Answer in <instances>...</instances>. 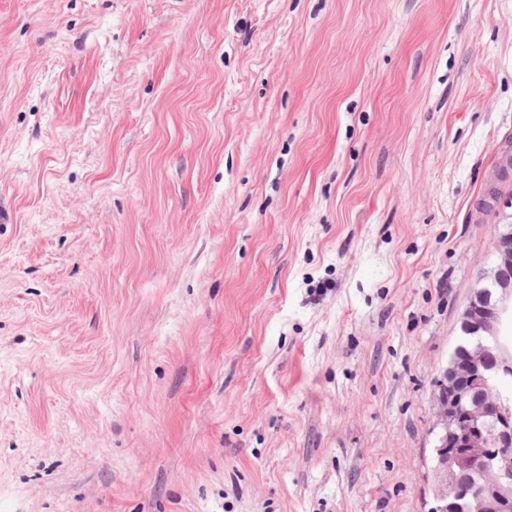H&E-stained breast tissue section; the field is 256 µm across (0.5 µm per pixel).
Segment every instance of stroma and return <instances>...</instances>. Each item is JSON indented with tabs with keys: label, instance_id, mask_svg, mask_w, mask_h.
Returning <instances> with one entry per match:
<instances>
[{
	"label": "stroma",
	"instance_id": "35a3bbf8",
	"mask_svg": "<svg viewBox=\"0 0 512 512\" xmlns=\"http://www.w3.org/2000/svg\"><path fill=\"white\" fill-rule=\"evenodd\" d=\"M511 151L512 0H0V512H429Z\"/></svg>",
	"mask_w": 512,
	"mask_h": 512
}]
</instances>
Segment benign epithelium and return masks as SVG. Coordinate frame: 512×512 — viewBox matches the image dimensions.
<instances>
[{"mask_svg": "<svg viewBox=\"0 0 512 512\" xmlns=\"http://www.w3.org/2000/svg\"><path fill=\"white\" fill-rule=\"evenodd\" d=\"M495 264L468 297L462 317L469 329L485 337L469 358L445 368L441 381L448 392L437 397V422L443 465L435 472L437 496L446 499L456 487L458 473L490 471L501 450L512 446V410L502 407L492 427L484 423L485 407L502 398L497 381L512 374V353L499 342L504 322L512 314V225L498 231ZM512 471L497 474L471 512H512V492L503 484Z\"/></svg>", "mask_w": 512, "mask_h": 512, "instance_id": "benign-epithelium-1", "label": "benign epithelium"}]
</instances>
